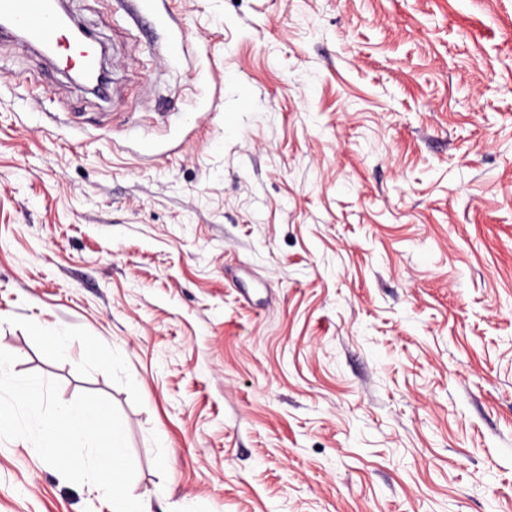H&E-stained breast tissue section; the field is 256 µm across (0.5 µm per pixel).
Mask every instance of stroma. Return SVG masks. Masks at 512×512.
I'll return each instance as SVG.
<instances>
[{
	"instance_id": "stroma-1",
	"label": "stroma",
	"mask_w": 512,
	"mask_h": 512,
	"mask_svg": "<svg viewBox=\"0 0 512 512\" xmlns=\"http://www.w3.org/2000/svg\"><path fill=\"white\" fill-rule=\"evenodd\" d=\"M65 5L105 93L0 37L14 372L150 512H512V0ZM0 512L110 504L15 439Z\"/></svg>"
}]
</instances>
